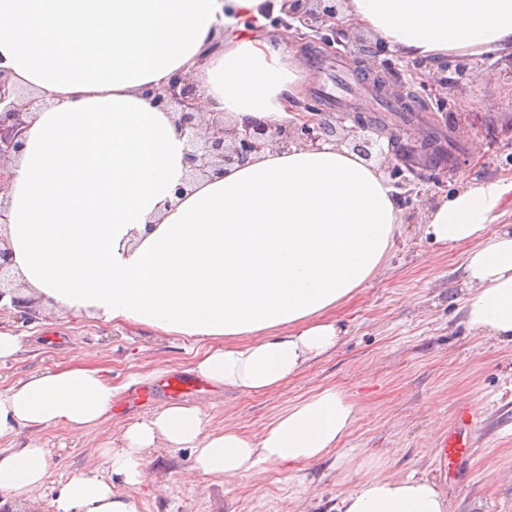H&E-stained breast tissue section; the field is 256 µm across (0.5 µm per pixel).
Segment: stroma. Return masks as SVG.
<instances>
[{
	"label": "stroma",
	"instance_id": "1",
	"mask_svg": "<svg viewBox=\"0 0 512 512\" xmlns=\"http://www.w3.org/2000/svg\"><path fill=\"white\" fill-rule=\"evenodd\" d=\"M378 42L366 37L363 52L342 55L311 68L303 101L326 112H358L360 120L399 125L403 141L429 135L430 148L400 163L402 233L382 275L335 312L347 330L342 343L312 361L276 392L248 395L216 386L189 395L205 404L215 428L231 424L260 433L289 403L334 388L367 403L343 448L353 464L368 456L387 461L391 474L434 481L447 512H512V344L476 334L460 308L465 286V247L433 244L422 217L471 179L500 182L506 189L494 227L512 229V58L478 56L483 78L459 76L456 56L441 59L446 89L421 79L422 61L384 52L383 60L402 73L412 112L400 115L381 104L366 86L335 97L336 76L361 70ZM0 326L20 335L16 359L0 361V387L33 372L80 361L98 353L120 394L112 417L85 440L59 427L38 438L51 454L49 476L35 493L47 512L62 482L99 468L100 448L123 447L128 425L148 417L166 397L159 380L191 373L207 345L166 336L146 327L116 326L84 315L38 305L24 324L17 311H0ZM149 390V404L133 403ZM469 407L472 457L447 470L435 455L441 435L453 425L458 407ZM147 480L127 494L137 512H336L352 482L340 479L335 455L305 464H264L258 479L233 483L190 481V449H156L147 454Z\"/></svg>",
	"mask_w": 512,
	"mask_h": 512
}]
</instances>
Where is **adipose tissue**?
<instances>
[{"label": "adipose tissue", "instance_id": "ef3b65f1", "mask_svg": "<svg viewBox=\"0 0 512 512\" xmlns=\"http://www.w3.org/2000/svg\"><path fill=\"white\" fill-rule=\"evenodd\" d=\"M282 0H0V67L42 101L10 169L8 238L24 297L114 325L207 342L195 371L228 392L280 390L338 346L334 311L381 272L402 210L382 171L344 147L268 149L184 186L186 138L143 91L190 74L212 112L278 123L308 71L264 27ZM344 20L405 58L512 50V0H346ZM504 190L471 181L427 211L434 243L466 247L463 314L512 342V231L493 230ZM96 353L0 388V512L41 488L39 431L84 439L119 389ZM365 406L326 388L257 435L210 426L204 405L165 403L70 477L50 512H137L145 453L188 448L190 473L229 482L260 464L335 454ZM337 512H447L435 483L378 458Z\"/></svg>", "mask_w": 512, "mask_h": 512}]
</instances>
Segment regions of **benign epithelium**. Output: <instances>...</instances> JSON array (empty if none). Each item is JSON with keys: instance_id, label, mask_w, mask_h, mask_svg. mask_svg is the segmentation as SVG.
Wrapping results in <instances>:
<instances>
[{"instance_id": "benign-epithelium-1", "label": "benign epithelium", "mask_w": 512, "mask_h": 512, "mask_svg": "<svg viewBox=\"0 0 512 512\" xmlns=\"http://www.w3.org/2000/svg\"><path fill=\"white\" fill-rule=\"evenodd\" d=\"M284 2L282 15L274 20L284 33L297 38L302 35L301 28H307L318 35L320 44L327 48L338 35L350 39L349 33L337 27L342 0ZM8 82V71L0 68V309L13 308L21 318L30 321L36 311L33 302L18 295L20 285L12 273V253L3 233L9 210L3 171L23 149L35 97L10 98ZM145 94L155 105L176 115L181 134L187 137L186 163L192 180L219 174L224 168L241 164L266 149L286 148L291 144L308 150H320L326 144L344 146L367 162L378 161L379 167L386 170L393 165L394 150L384 151L380 140L385 135L390 144L400 140L399 135L387 132L383 124L358 121L347 127L345 120L349 114L319 112L312 108L308 109V114L282 123L254 120L229 124L224 121V113L205 111L195 84L181 76L160 87L148 88Z\"/></svg>"}]
</instances>
